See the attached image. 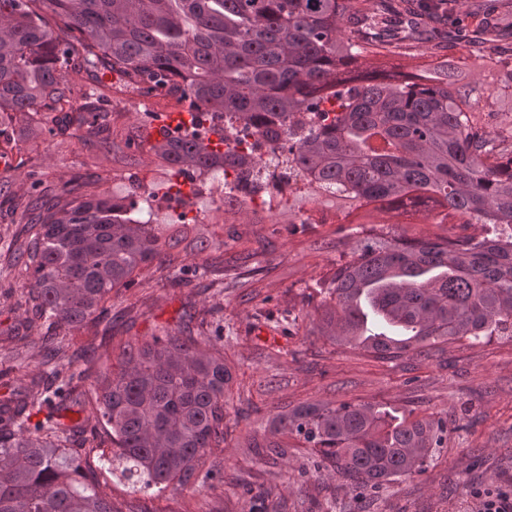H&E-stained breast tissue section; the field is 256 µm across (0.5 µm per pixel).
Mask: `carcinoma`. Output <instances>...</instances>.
<instances>
[{
	"mask_svg": "<svg viewBox=\"0 0 512 512\" xmlns=\"http://www.w3.org/2000/svg\"><path fill=\"white\" fill-rule=\"evenodd\" d=\"M353 0H0V126L27 118L31 139L70 135L128 167L147 152L153 197L191 202L204 170L243 169L251 152L231 138L238 127L276 144L292 143L286 164L327 191L321 206L351 209L366 201L444 223L512 225V156L501 134L471 118L457 66L429 65L407 82L395 72L358 70L359 43L340 20ZM362 40L385 32L362 18ZM118 76L127 88L165 91L189 102L188 119L151 138L140 126L116 130L96 84ZM225 125L200 137V114ZM12 192L9 245L36 301L25 332L41 325L74 331L109 319L112 290L137 284L157 262L186 271L182 256L224 255L209 224L143 221L118 193L79 173L53 195ZM314 332L378 358L420 354L455 338L480 343L512 335V235L468 239H360L350 259L321 288ZM117 369L102 371L89 397L69 380L66 399L39 427L25 426L47 392L40 377L0 399V512H117L87 481L68 443L86 434L67 413L91 411L112 441V468L132 486L164 490L199 481L206 459L224 444V389L232 380L224 344L205 331L167 332L150 341L119 340ZM315 449L360 490L421 475L448 437V420L399 418L374 404L310 403L275 414L249 447L288 453L278 437Z\"/></svg>",
	"mask_w": 512,
	"mask_h": 512,
	"instance_id": "obj_1",
	"label": "carcinoma"
}]
</instances>
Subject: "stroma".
<instances>
[{
  "label": "stroma",
  "instance_id": "stroma-1",
  "mask_svg": "<svg viewBox=\"0 0 512 512\" xmlns=\"http://www.w3.org/2000/svg\"><path fill=\"white\" fill-rule=\"evenodd\" d=\"M421 0H365L381 20L413 12L430 39L364 45L358 64L371 71L416 73L425 64L461 60L462 82L475 103L478 126L512 129V98L500 92L499 75L512 71V0H443L425 11ZM0 153L24 193L30 170L55 186L91 162L112 189L114 178L134 171L111 157L91 159L74 138L27 142L22 126L0 136ZM224 227V276L209 288L175 284L166 266L142 270L133 288L112 296L118 337L149 340L182 330L189 320L224 336V361L233 379L226 391L224 446L207 461L221 472L217 487L199 485L145 494L120 472L98 471L95 485L119 512H473L486 490L512 491V336L481 343L462 338L427 355L383 360L312 332L321 287L343 263L354 242L349 224H254L231 213ZM362 231L419 238H481L485 224H436L420 215L368 209ZM18 268L0 255V396L27 376L83 375L94 391L99 370L115 364L109 341L88 329L44 336L15 335L31 315ZM318 402L379 404L399 416L445 415L455 426L439 459L419 476L386 484L377 497L358 499L331 469L311 471L314 451L288 438V456H259L249 433L276 413Z\"/></svg>",
  "mask_w": 512,
  "mask_h": 512
}]
</instances>
